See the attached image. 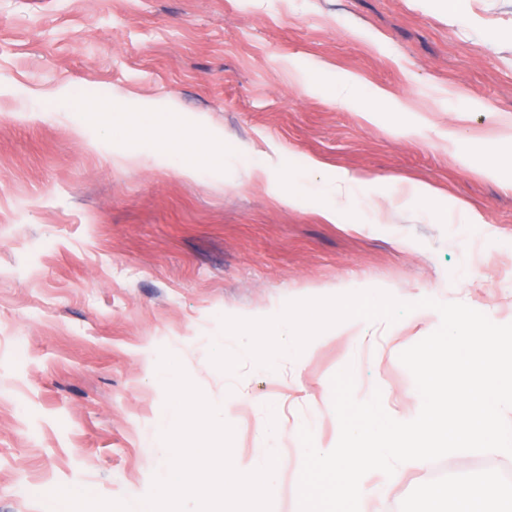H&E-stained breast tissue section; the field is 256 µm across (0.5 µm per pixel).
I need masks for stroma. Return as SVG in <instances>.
I'll list each match as a JSON object with an SVG mask.
<instances>
[{
  "label": "stroma",
  "instance_id": "1",
  "mask_svg": "<svg viewBox=\"0 0 512 512\" xmlns=\"http://www.w3.org/2000/svg\"><path fill=\"white\" fill-rule=\"evenodd\" d=\"M343 76L358 96L339 108ZM142 107L155 138L116 118ZM509 126L512 0H0V512H46L59 487L144 498L166 473L153 377L164 349L213 402L247 390L233 449L259 465L277 453L272 510L295 512L300 427L338 438L332 376L352 367L356 396L381 391L391 417L413 419L421 397L399 355L440 316L375 321L361 346L340 323L302 363L246 361L234 375L210 360L222 317L377 289L512 323V187L479 173L490 154L512 162L496 137ZM213 130L223 168L188 178L181 159L158 163L168 136ZM272 142L296 205L242 177L240 146ZM120 153L137 163L116 164ZM341 171L366 183L351 223L327 224L317 188ZM409 183L438 195L416 200ZM453 201L480 223L447 211ZM270 413L282 433L265 443ZM483 458L449 454L438 479L375 472L360 512H448L432 487L477 478Z\"/></svg>",
  "mask_w": 512,
  "mask_h": 512
}]
</instances>
